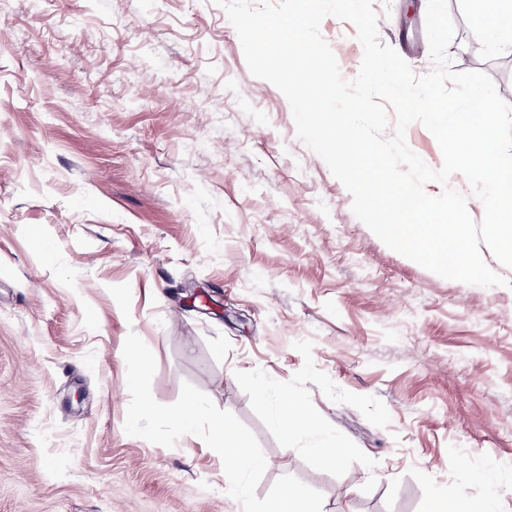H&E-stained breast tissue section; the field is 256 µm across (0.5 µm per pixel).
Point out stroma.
Segmentation results:
<instances>
[{"label": "stroma", "instance_id": "1", "mask_svg": "<svg viewBox=\"0 0 512 512\" xmlns=\"http://www.w3.org/2000/svg\"><path fill=\"white\" fill-rule=\"evenodd\" d=\"M426 6L374 0L419 76ZM449 9L454 70L512 104V51ZM320 32L354 79V25ZM351 205L213 0H0V512H242L200 438L126 434L132 332L156 401L188 382L254 433L257 497L289 474L322 512H512V268L443 278ZM285 397L311 431L284 437ZM425 512H470L466 503L461 499H448L438 492H433L429 495Z\"/></svg>", "mask_w": 512, "mask_h": 512}]
</instances>
